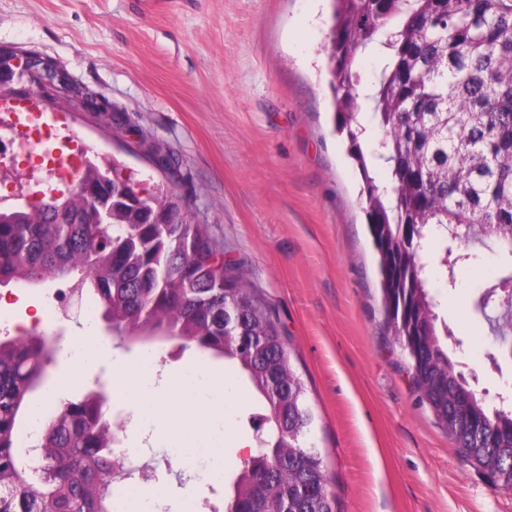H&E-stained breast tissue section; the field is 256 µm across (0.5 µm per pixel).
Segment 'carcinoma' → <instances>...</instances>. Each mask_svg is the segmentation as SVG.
<instances>
[{"mask_svg":"<svg viewBox=\"0 0 512 512\" xmlns=\"http://www.w3.org/2000/svg\"><path fill=\"white\" fill-rule=\"evenodd\" d=\"M329 90L335 131L346 134L364 182L368 229L378 255L382 307L408 358L420 403L493 480L512 478V411L491 410L450 360L427 280L435 237L443 275L448 227L464 243L494 240L512 258V0H333ZM375 46L381 69L371 97L373 128L360 118L359 56ZM382 184L368 170L362 142ZM101 211L105 224L95 223ZM224 256L206 224L167 183L152 201L129 197L111 172L90 163L78 185L25 211L0 212V286H66L104 309L119 345L172 340L224 360L255 395V453L228 474L230 512H335L313 422L274 312ZM224 287H213L215 277ZM60 338L34 329L0 337V512H112L124 470L112 452L122 425L104 411V388L64 398L34 445H18L30 397L48 388Z\"/></svg>","mask_w":512,"mask_h":512,"instance_id":"1","label":"carcinoma"}]
</instances>
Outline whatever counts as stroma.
Instances as JSON below:
<instances>
[{"label":"stroma","mask_w":512,"mask_h":512,"mask_svg":"<svg viewBox=\"0 0 512 512\" xmlns=\"http://www.w3.org/2000/svg\"><path fill=\"white\" fill-rule=\"evenodd\" d=\"M327 0H0V48L41 57L66 83L40 105L64 112L101 162L118 160L137 179L165 181L141 140L174 162V183L191 215L239 261L268 302L304 380L315 420L309 437L324 458L336 512H512V491L487 484L412 388L408 363L385 322L362 180L345 136L333 130L324 47ZM91 96L98 109L78 100ZM512 261L496 249L428 277L450 336L448 357L490 408L512 409V359L478 301ZM52 287H0V336L37 326L69 337L105 331L100 307L68 298L51 312ZM157 381L223 361L151 352ZM224 425V455L251 440L252 393ZM138 461L155 467L151 512H177L223 498L200 458L168 467L153 428L131 425Z\"/></svg>","instance_id":"obj_1"}]
</instances>
